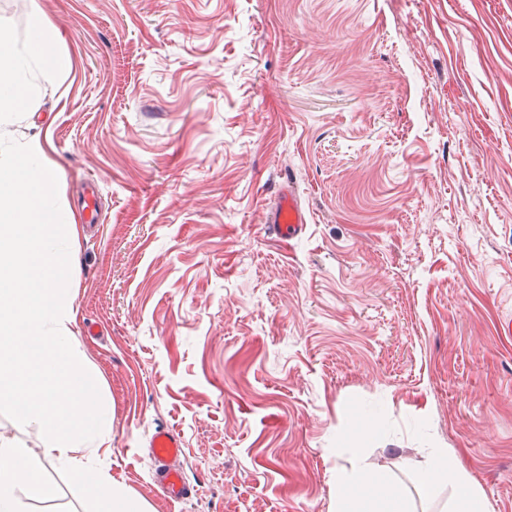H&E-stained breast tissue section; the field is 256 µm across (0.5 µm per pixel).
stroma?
Segmentation results:
<instances>
[{"mask_svg":"<svg viewBox=\"0 0 512 512\" xmlns=\"http://www.w3.org/2000/svg\"><path fill=\"white\" fill-rule=\"evenodd\" d=\"M42 3L68 65L11 133L50 138L73 214L100 188L71 290L99 467L148 512H330L357 448L450 512L421 484L447 448L512 512V0ZM287 174L288 250L262 222ZM51 479L27 512H85ZM149 453L161 488L170 500L188 499L194 486L187 480L183 470L176 465L184 455L179 436L167 427H158L149 438Z\"/></svg>","mask_w":512,"mask_h":512,"instance_id":"35a3bbf8","label":"stroma"}]
</instances>
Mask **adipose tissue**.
<instances>
[{"instance_id": "adipose-tissue-1", "label": "adipose tissue", "mask_w": 512, "mask_h": 512, "mask_svg": "<svg viewBox=\"0 0 512 512\" xmlns=\"http://www.w3.org/2000/svg\"><path fill=\"white\" fill-rule=\"evenodd\" d=\"M430 467L424 472L422 483L433 488L454 480L458 487L457 512H487V506L477 489L469 483L466 472L454 466L451 453L445 448L430 449ZM374 485L382 494L377 507L379 512H406L404 500L391 490L390 473L370 468L363 456H355L348 469L336 474V498L333 512H362L361 490L365 485Z\"/></svg>"}]
</instances>
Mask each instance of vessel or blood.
I'll return each instance as SVG.
<instances>
[{"label":"vessel or blood","mask_w":512,"mask_h":512,"mask_svg":"<svg viewBox=\"0 0 512 512\" xmlns=\"http://www.w3.org/2000/svg\"><path fill=\"white\" fill-rule=\"evenodd\" d=\"M264 221L272 225L278 242L288 246L305 230L308 218L294 190L287 188L281 191L275 207L265 214ZM149 453L165 496L173 501L191 497L194 487L177 465L184 454L179 436L167 427L156 428L149 438Z\"/></svg>","instance_id":"1"}]
</instances>
